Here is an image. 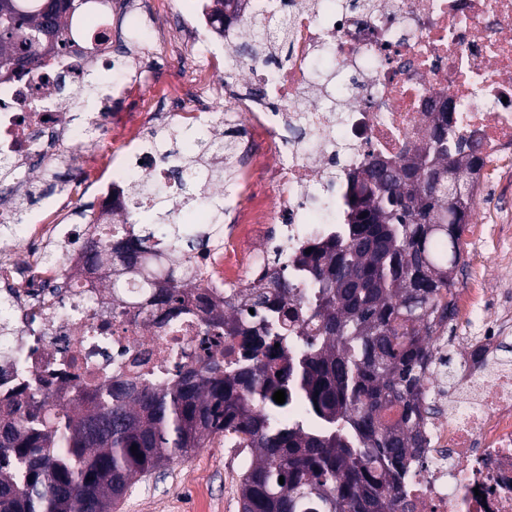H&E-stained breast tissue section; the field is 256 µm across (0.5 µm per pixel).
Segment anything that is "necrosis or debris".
Here are the masks:
<instances>
[{"label":"necrosis or debris","instance_id":"1","mask_svg":"<svg viewBox=\"0 0 512 512\" xmlns=\"http://www.w3.org/2000/svg\"><path fill=\"white\" fill-rule=\"evenodd\" d=\"M258 13L288 16L290 56L269 69L263 56L241 61L224 97L242 121L233 129L249 172L259 173L278 193L268 201L256 193L242 206L240 192H224L223 236L196 263L202 277L186 289V310L177 323L163 321V307L151 305L142 282L126 280L122 296L145 301L142 313L113 309L101 287V270L72 275L83 265L80 226L52 223L61 203L40 197L20 239L33 250L0 251V285L9 288L6 312L14 332L0 337V401L45 380L57 407L73 405L76 384H108L149 375L175 383L207 362L204 342L211 320L207 303L235 300L261 272L292 263L295 254L317 246L345 217L344 183L327 170H358L370 157L392 160L425 142L432 123L429 102L451 99L450 135L463 134L477 147L482 164L512 159V0H367L353 10L346 0H247L237 13L217 18L207 0L190 13L157 16L153 0H121L112 16L97 8L69 24L70 44L41 74L0 83V157L22 172L21 192H32L35 158L70 156L83 144L85 125L75 123L60 82L77 83L85 71L114 69L112 35L151 27L164 35L174 58L194 65L197 55L229 58L235 42ZM341 79L338 90L321 83L323 68ZM143 79L153 103L145 122L173 112H206L213 102L206 84L169 95L152 72ZM303 129L283 141V158L268 167L255 135ZM141 132H129L111 155L110 171L96 177L81 168L97 200L87 222L121 214L130 188L142 178L157 182L167 172L143 146ZM68 242L60 260L48 263L43 249ZM68 281L64 298L51 290ZM86 307L71 318L68 305ZM512 318L502 310L481 336L465 337L455 400L431 382L439 413L426 426L430 448L412 464L405 480L416 512H512V368L494 364L502 342L497 323Z\"/></svg>","mask_w":512,"mask_h":512}]
</instances>
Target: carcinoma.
<instances>
[{
    "label": "carcinoma",
    "instance_id": "obj_1",
    "mask_svg": "<svg viewBox=\"0 0 512 512\" xmlns=\"http://www.w3.org/2000/svg\"><path fill=\"white\" fill-rule=\"evenodd\" d=\"M17 27L47 28L50 38L20 42L0 20V80H22L64 46L76 0H10ZM288 50V24L256 19L232 57H248L271 34ZM21 57L24 74L5 75ZM100 85L86 77L73 109L96 99ZM148 146L168 178L188 173L200 192L182 201L152 181L131 187L145 213L129 211L110 224H89L86 266L108 267L105 280L137 277L171 285L160 300L170 316L183 311L182 289L199 280L197 253L224 233V197L238 146L173 125L152 129ZM453 163L456 182H436L425 158ZM475 155L463 139H448V118L433 123L428 140L388 162L376 158L348 176L345 223L294 269L249 290L242 310H226L212 327L242 337L174 385L142 379L101 385L58 409L39 388L0 405V512H112V504L146 474L205 448L215 436L249 449L240 479L241 512H414L404 475L428 448L425 426L436 413L426 384L437 365V332L456 317L455 286L463 273L461 236L473 203ZM19 179L0 159V191ZM208 206L210 222L190 230L181 208ZM301 349L297 358L269 355L281 337ZM285 391L301 410L281 415L271 394ZM397 409L390 422L385 412ZM137 451H131L132 446ZM284 484H279V477Z\"/></svg>",
    "mask_w": 512,
    "mask_h": 512
}]
</instances>
